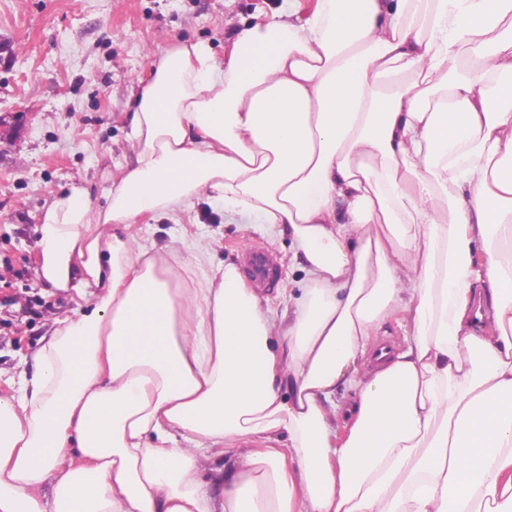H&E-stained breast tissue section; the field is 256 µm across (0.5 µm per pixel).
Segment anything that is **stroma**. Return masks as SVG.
<instances>
[{
	"label": "stroma",
	"mask_w": 512,
	"mask_h": 512,
	"mask_svg": "<svg viewBox=\"0 0 512 512\" xmlns=\"http://www.w3.org/2000/svg\"><path fill=\"white\" fill-rule=\"evenodd\" d=\"M315 0H0V395L53 320L73 314L72 294L44 288L36 228L51 192L84 182L103 201L111 176L133 159L130 112L152 78L151 56L177 39L201 41L216 58L233 30ZM158 245L211 242L214 261L237 263L248 246L280 261L277 288L261 290L274 313L306 285L291 238L256 218L227 221L221 206L196 200L179 222L144 219Z\"/></svg>",
	"instance_id": "obj_1"
}]
</instances>
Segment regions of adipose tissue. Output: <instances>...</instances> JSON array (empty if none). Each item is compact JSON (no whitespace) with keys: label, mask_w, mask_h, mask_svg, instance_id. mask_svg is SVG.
<instances>
[{"label":"adipose tissue","mask_w":512,"mask_h":512,"mask_svg":"<svg viewBox=\"0 0 512 512\" xmlns=\"http://www.w3.org/2000/svg\"><path fill=\"white\" fill-rule=\"evenodd\" d=\"M151 70L105 205L72 183L40 218L80 306L0 396V512H512V0H317ZM203 196L289 234L281 316L209 244L139 237ZM407 327V316L398 314L389 319L379 331V336L374 338V348L384 342L391 346V350L405 347V329ZM373 348V349H374ZM372 348L369 351L373 350Z\"/></svg>","instance_id":"1"}]
</instances>
